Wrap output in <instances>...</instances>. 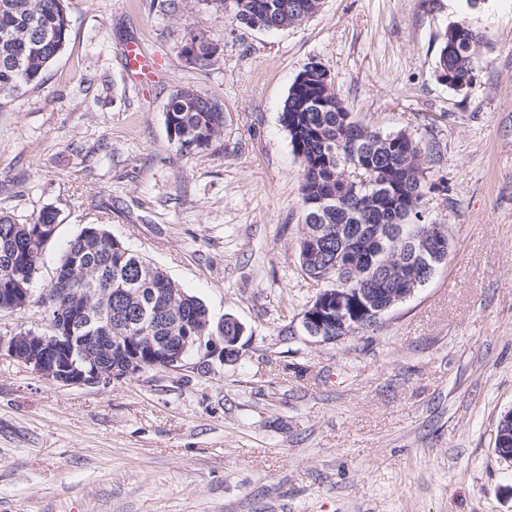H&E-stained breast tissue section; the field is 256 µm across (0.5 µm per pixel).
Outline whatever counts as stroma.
I'll return each mask as SVG.
<instances>
[{
	"label": "stroma",
	"mask_w": 512,
	"mask_h": 512,
	"mask_svg": "<svg viewBox=\"0 0 512 512\" xmlns=\"http://www.w3.org/2000/svg\"><path fill=\"white\" fill-rule=\"evenodd\" d=\"M64 0L68 39L41 88L0 109V212L54 210L22 312L0 338L49 323L41 297L90 224L164 269L212 320L246 329L237 360L65 386L0 354V512H512L494 451L512 410V0H321L277 32L219 0ZM471 16L472 84L436 73V40ZM209 67L186 63L191 35ZM157 58L132 79L126 43ZM353 120L419 143L423 217L448 257L362 333L305 336L302 163L280 114L310 63ZM189 87L224 108L220 138L178 156L165 126ZM214 47L203 36L194 35L184 44L181 50L186 62L199 67H207L211 64Z\"/></svg>",
	"instance_id": "stroma-1"
}]
</instances>
